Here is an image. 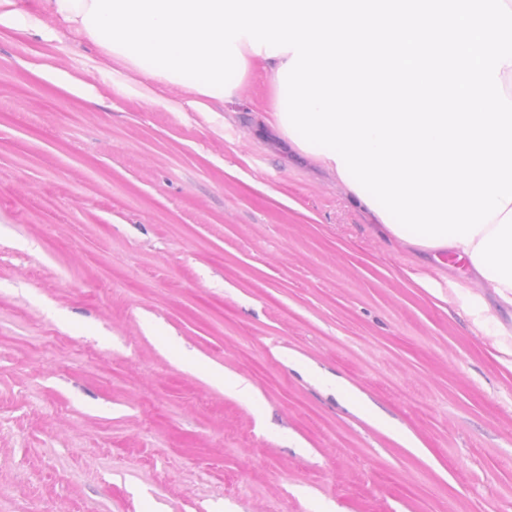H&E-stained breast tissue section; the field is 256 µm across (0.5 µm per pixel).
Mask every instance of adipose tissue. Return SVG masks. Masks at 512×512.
Listing matches in <instances>:
<instances>
[{
  "label": "adipose tissue",
  "instance_id": "obj_1",
  "mask_svg": "<svg viewBox=\"0 0 512 512\" xmlns=\"http://www.w3.org/2000/svg\"><path fill=\"white\" fill-rule=\"evenodd\" d=\"M92 2L39 0L35 9L24 10L20 8L18 0H0V21L23 19V32L38 34L43 31L46 18L51 17L82 33L86 30L83 18ZM370 217L383 236L400 242L402 247L431 253L439 263L450 252L467 261L469 274L477 283L480 293L468 299L464 307L479 328H486L493 322L495 305H512V203L490 220L472 242L450 241L436 247L400 239L395 228L384 224L378 212H371Z\"/></svg>",
  "mask_w": 512,
  "mask_h": 512
}]
</instances>
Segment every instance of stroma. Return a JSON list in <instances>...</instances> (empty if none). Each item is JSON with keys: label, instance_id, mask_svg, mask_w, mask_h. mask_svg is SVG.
<instances>
[{"label": "stroma", "instance_id": "35a3bbf8", "mask_svg": "<svg viewBox=\"0 0 512 512\" xmlns=\"http://www.w3.org/2000/svg\"><path fill=\"white\" fill-rule=\"evenodd\" d=\"M126 75L0 25V512H512L465 262L288 152L271 77L178 112Z\"/></svg>", "mask_w": 512, "mask_h": 512}]
</instances>
